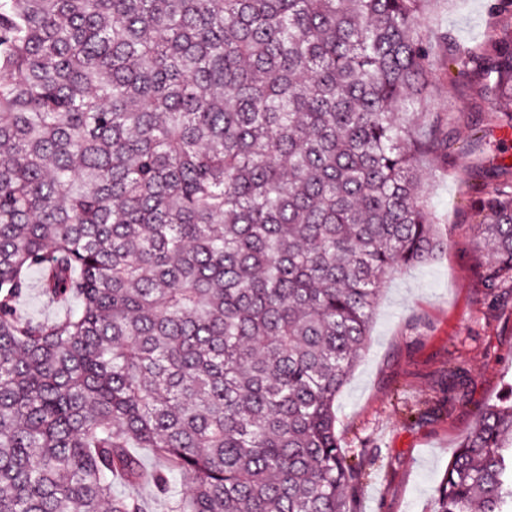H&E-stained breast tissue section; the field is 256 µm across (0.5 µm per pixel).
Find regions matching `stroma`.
Wrapping results in <instances>:
<instances>
[{"label":"stroma","mask_w":512,"mask_h":512,"mask_svg":"<svg viewBox=\"0 0 512 512\" xmlns=\"http://www.w3.org/2000/svg\"><path fill=\"white\" fill-rule=\"evenodd\" d=\"M498 0H432L421 21L434 68L429 109L448 116L447 159L421 173L446 247L385 279L366 348L336 399V433L366 476L356 512H431L434 490L483 410L512 387V290L485 288L490 255L476 210L489 174L512 178V128L493 121L512 100L490 99L460 74L449 44L479 48Z\"/></svg>","instance_id":"1"}]
</instances>
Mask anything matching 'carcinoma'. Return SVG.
<instances>
[{
    "instance_id": "cac0c4a2",
    "label": "carcinoma",
    "mask_w": 512,
    "mask_h": 512,
    "mask_svg": "<svg viewBox=\"0 0 512 512\" xmlns=\"http://www.w3.org/2000/svg\"><path fill=\"white\" fill-rule=\"evenodd\" d=\"M452 61L512 98V0ZM430 0H0V512H355L333 407L381 281L443 246ZM485 287L512 288V181ZM30 288L67 304L23 317ZM134 448L163 466L146 475ZM432 512H512V392ZM113 490L119 495L134 493L142 499L145 508L151 512H165L164 511V497L156 493L153 485L150 482L139 484L131 487L124 484L120 480H116L113 484Z\"/></svg>"
}]
</instances>
